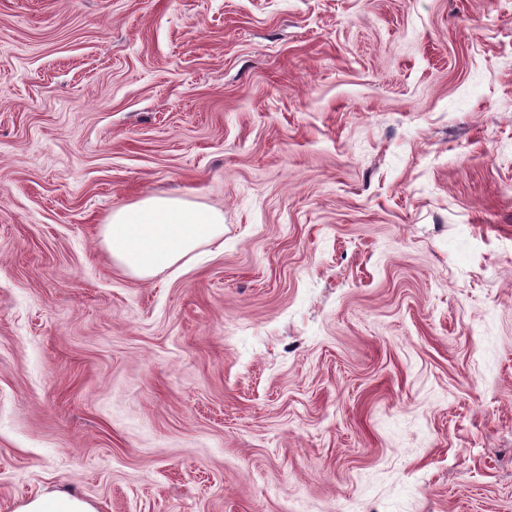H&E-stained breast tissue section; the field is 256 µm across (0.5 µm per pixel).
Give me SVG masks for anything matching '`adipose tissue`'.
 Instances as JSON below:
<instances>
[{"label":"adipose tissue","instance_id":"obj_1","mask_svg":"<svg viewBox=\"0 0 512 512\" xmlns=\"http://www.w3.org/2000/svg\"><path fill=\"white\" fill-rule=\"evenodd\" d=\"M223 233L219 210L162 196H147L113 211L101 227L113 263L139 279L181 270L201 245L219 240Z\"/></svg>","mask_w":512,"mask_h":512}]
</instances>
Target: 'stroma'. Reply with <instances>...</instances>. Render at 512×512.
Here are the masks:
<instances>
[{"instance_id": "stroma-1", "label": "stroma", "mask_w": 512, "mask_h": 512, "mask_svg": "<svg viewBox=\"0 0 512 512\" xmlns=\"http://www.w3.org/2000/svg\"><path fill=\"white\" fill-rule=\"evenodd\" d=\"M220 210L150 279L100 228ZM512 512V0H0V512ZM95 506L67 492L52 490L21 504L15 512H96Z\"/></svg>"}]
</instances>
